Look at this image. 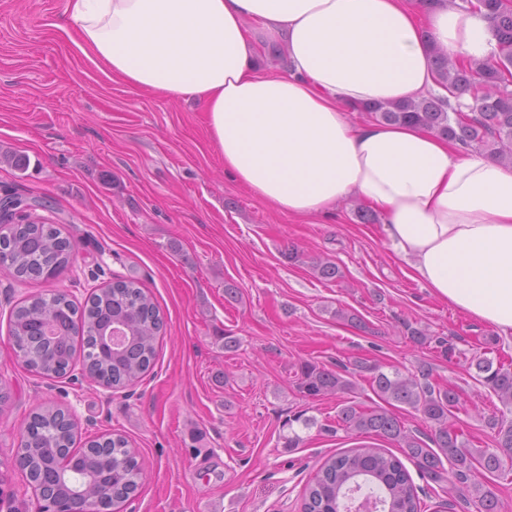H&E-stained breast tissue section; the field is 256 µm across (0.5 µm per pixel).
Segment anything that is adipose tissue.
Segmentation results:
<instances>
[{"instance_id":"ef3b65f1","label":"adipose tissue","mask_w":512,"mask_h":512,"mask_svg":"<svg viewBox=\"0 0 512 512\" xmlns=\"http://www.w3.org/2000/svg\"><path fill=\"white\" fill-rule=\"evenodd\" d=\"M79 48L130 87L196 103L224 172L297 217L349 198L439 301L512 331V165L366 104L437 91L432 46L484 61L486 11L461 0H66Z\"/></svg>"}]
</instances>
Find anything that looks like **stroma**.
Wrapping results in <instances>:
<instances>
[{"label": "stroma", "instance_id": "obj_1", "mask_svg": "<svg viewBox=\"0 0 512 512\" xmlns=\"http://www.w3.org/2000/svg\"><path fill=\"white\" fill-rule=\"evenodd\" d=\"M65 0H0V148L29 157L0 165V198L39 200L37 216L62 225L74 257L56 278L20 283L0 273V495L13 512H35L14 466L30 412L75 409L77 446L103 434L126 437L148 477L119 512H301L304 490L331 455L394 443L336 431L351 400L387 407L411 429H432L408 406L384 404L369 375L350 395L308 398L295 386L310 361L332 370L359 359L383 371L432 369L462 406L454 422L470 443L494 448L488 426L503 406L481 385L475 363L512 362V334L475 322L409 279L385 246L380 222L359 217L361 200L334 217L279 212L226 177L194 103L113 80L61 28ZM297 250L300 261L288 259ZM339 266L322 279L310 260ZM135 277L158 301L166 325L154 367L137 384L106 391L80 366L62 378L28 370L15 356L13 307L63 291L82 302L95 289ZM233 285L236 298L224 294ZM361 317L363 328L345 321ZM445 339L447 354L415 344L409 328ZM237 347L225 349V335ZM312 427L296 422L297 414ZM299 434V447L286 445ZM423 512H477L445 484L405 461Z\"/></svg>", "mask_w": 512, "mask_h": 512}]
</instances>
